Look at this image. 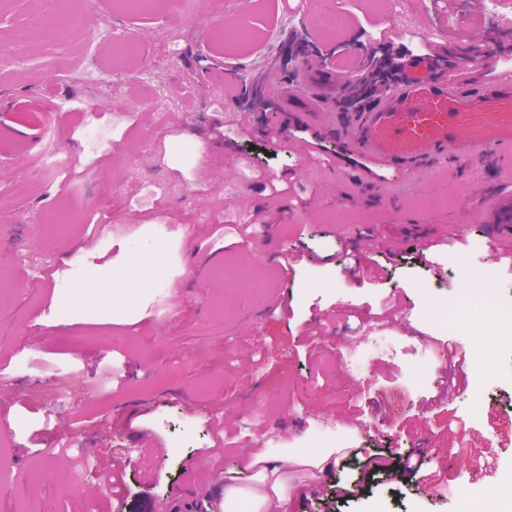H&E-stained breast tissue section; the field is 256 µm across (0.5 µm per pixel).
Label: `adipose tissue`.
Segmentation results:
<instances>
[{
    "mask_svg": "<svg viewBox=\"0 0 512 512\" xmlns=\"http://www.w3.org/2000/svg\"><path fill=\"white\" fill-rule=\"evenodd\" d=\"M163 270L160 252H145L113 269L102 278L101 285L113 299L120 300L152 287ZM336 454L333 448H317L302 454L283 450L275 456L265 448L253 452L247 461L248 468L255 471L253 482L245 489L225 487V512H239L244 503L250 512H288V482L292 472L304 468L326 470Z\"/></svg>",
    "mask_w": 512,
    "mask_h": 512,
    "instance_id": "ef3b65f1",
    "label": "adipose tissue"
}]
</instances>
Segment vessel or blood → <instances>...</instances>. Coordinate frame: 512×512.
<instances>
[{"mask_svg":"<svg viewBox=\"0 0 512 512\" xmlns=\"http://www.w3.org/2000/svg\"><path fill=\"white\" fill-rule=\"evenodd\" d=\"M435 66L431 58L405 59L401 81L381 93L373 108L340 119L322 108L321 90H313L310 108L295 118L318 136L337 132L358 142L363 154L393 161L412 180L436 174L451 161L495 167L502 151H512V69L478 82L454 68L445 77H431ZM483 213L489 246L497 259L507 258L502 243L512 236V206L490 196Z\"/></svg>","mask_w":512,"mask_h":512,"instance_id":"obj_1","label":"vessel or blood"}]
</instances>
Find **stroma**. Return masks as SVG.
I'll return each instance as SVG.
<instances>
[{
	"mask_svg": "<svg viewBox=\"0 0 512 512\" xmlns=\"http://www.w3.org/2000/svg\"><path fill=\"white\" fill-rule=\"evenodd\" d=\"M403 2V24L444 28L434 52L445 65L464 54L485 75L512 54V34L501 52L471 50L476 0ZM70 7L82 30L50 42L36 26L41 0L0 5V49L30 35L26 73L0 70V157L15 160L0 168V450L16 475L0 481V512H163L177 499L224 512L218 490L249 484L253 449L305 450L319 425L351 452L291 482L288 512H458L460 495L474 503L512 487V447L496 446L493 427L512 420V345L485 340L493 304L465 303L490 272L512 300L478 219L483 193L512 198V159L480 183L453 166L411 180L386 161L348 165L356 148L336 135L316 158L296 125L272 138L257 129L296 68L293 34L322 70L337 44H367L371 30L406 46L401 24L376 0H305L301 18L288 0H187L153 17L116 0ZM230 26L249 38L219 41ZM114 29L134 53L114 48ZM84 101L115 129L96 152L78 130ZM48 150L71 179L39 164ZM287 179L303 198L270 199L266 185ZM363 230L371 245L352 273L337 259ZM154 248L170 308L151 288L119 314L87 309L91 282L59 309L58 270L118 267ZM241 271L249 297L223 314ZM454 316L482 389L440 365L413 386L424 338ZM370 329L395 337L398 354L351 374L338 349ZM59 386L70 401L54 406ZM377 448L415 453L421 474L363 479ZM62 471L74 475L65 487ZM360 479L359 498L336 502L337 482Z\"/></svg>",
	"mask_w": 512,
	"mask_h": 512,
	"instance_id": "obj_1",
	"label": "stroma"
}]
</instances>
